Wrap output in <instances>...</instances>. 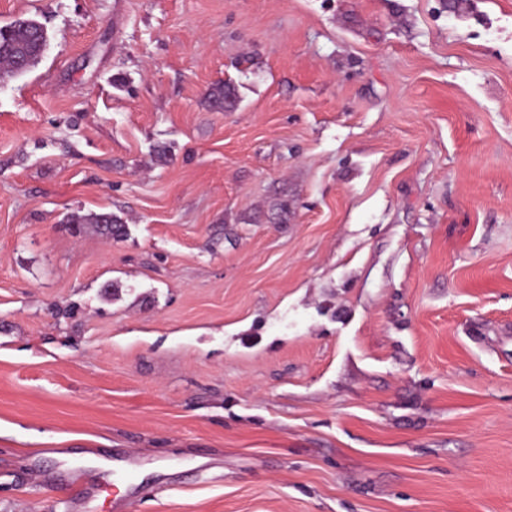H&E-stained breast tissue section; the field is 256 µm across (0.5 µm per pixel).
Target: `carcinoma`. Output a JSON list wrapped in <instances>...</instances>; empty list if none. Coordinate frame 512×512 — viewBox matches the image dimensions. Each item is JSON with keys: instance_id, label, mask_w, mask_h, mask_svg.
I'll return each instance as SVG.
<instances>
[{"instance_id": "cac0c4a2", "label": "carcinoma", "mask_w": 512, "mask_h": 512, "mask_svg": "<svg viewBox=\"0 0 512 512\" xmlns=\"http://www.w3.org/2000/svg\"><path fill=\"white\" fill-rule=\"evenodd\" d=\"M46 41L44 28L32 19L19 18L0 27V70L7 75L27 71L42 55L40 42ZM70 223L81 231L86 224L94 225L95 231L110 239L126 234L125 225L110 213L71 216Z\"/></svg>"}]
</instances>
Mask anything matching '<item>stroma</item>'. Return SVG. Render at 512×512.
Wrapping results in <instances>:
<instances>
[{
    "instance_id": "stroma-1",
    "label": "stroma",
    "mask_w": 512,
    "mask_h": 512,
    "mask_svg": "<svg viewBox=\"0 0 512 512\" xmlns=\"http://www.w3.org/2000/svg\"><path fill=\"white\" fill-rule=\"evenodd\" d=\"M18 18L0 512H512V0ZM40 40L44 45V28L32 19L19 18L0 27V70L6 75L26 72L42 55ZM71 224H76V231L81 232L83 224H94L95 231L110 239H119L126 234L125 224H121L116 216L110 213L72 215Z\"/></svg>"
}]
</instances>
